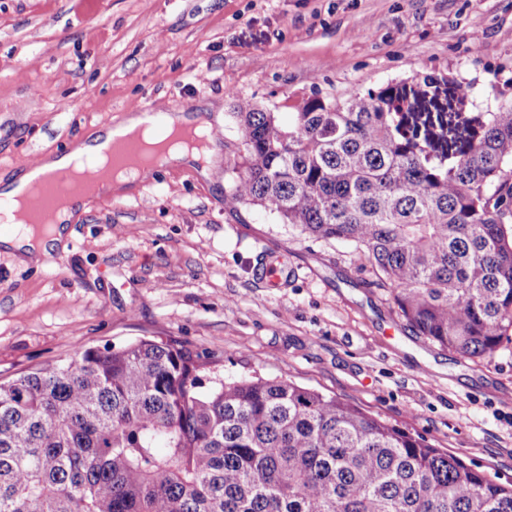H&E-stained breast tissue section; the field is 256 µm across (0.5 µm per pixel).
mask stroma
<instances>
[{
  "instance_id": "stroma-1",
  "label": "stroma",
  "mask_w": 512,
  "mask_h": 512,
  "mask_svg": "<svg viewBox=\"0 0 512 512\" xmlns=\"http://www.w3.org/2000/svg\"><path fill=\"white\" fill-rule=\"evenodd\" d=\"M430 75L490 112L512 89V0H0V172L133 104L206 102L212 182L165 166L74 221L66 250L0 252V380L83 346L171 336L227 379L282 378L362 407L512 480V343L471 360L415 333L353 244L228 209L249 99L287 122L321 93ZM283 287L257 282L261 250Z\"/></svg>"
}]
</instances>
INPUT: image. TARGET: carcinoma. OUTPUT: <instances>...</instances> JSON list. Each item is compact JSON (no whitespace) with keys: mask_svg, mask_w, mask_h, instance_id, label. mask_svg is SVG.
Here are the masks:
<instances>
[{"mask_svg":"<svg viewBox=\"0 0 512 512\" xmlns=\"http://www.w3.org/2000/svg\"><path fill=\"white\" fill-rule=\"evenodd\" d=\"M447 109L406 83L311 97L288 125L238 101L226 204L355 244L406 323L467 358L512 331V100ZM209 387H204V382ZM0 512H512L500 481L406 428L286 379L225 380L155 336L0 382Z\"/></svg>","mask_w":512,"mask_h":512,"instance_id":"1","label":"carcinoma"}]
</instances>
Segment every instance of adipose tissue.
Instances as JSON below:
<instances>
[{"instance_id":"adipose-tissue-1","label":"adipose tissue","mask_w":512,"mask_h":512,"mask_svg":"<svg viewBox=\"0 0 512 512\" xmlns=\"http://www.w3.org/2000/svg\"><path fill=\"white\" fill-rule=\"evenodd\" d=\"M92 205V199L85 198L76 206L64 209L58 216V225L41 236L36 235L32 227L14 224L11 231L0 235V249L14 254L21 264H40L53 250L65 246L73 233L71 224L76 211H89Z\"/></svg>"}]
</instances>
